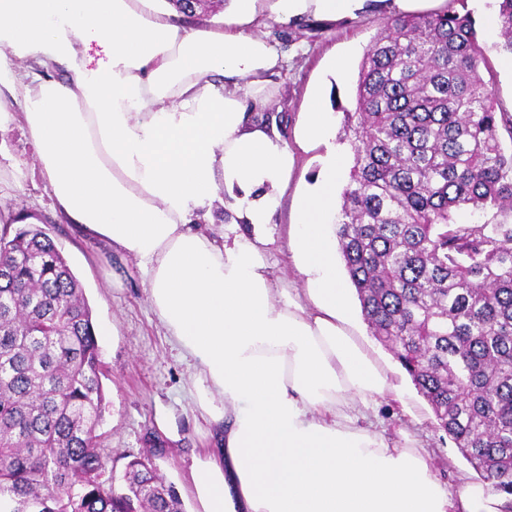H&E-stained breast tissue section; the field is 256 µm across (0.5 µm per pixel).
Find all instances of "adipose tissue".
<instances>
[{"instance_id":"adipose-tissue-1","label":"adipose tissue","mask_w":512,"mask_h":512,"mask_svg":"<svg viewBox=\"0 0 512 512\" xmlns=\"http://www.w3.org/2000/svg\"><path fill=\"white\" fill-rule=\"evenodd\" d=\"M366 8L224 0L223 27L197 29L149 0H0V130L27 129L63 221L137 260L223 436L191 467L195 512H502L503 496L451 493L424 449L361 426L387 378L352 330L336 264L345 159L329 151L313 183L293 180L299 152L333 135L327 92L309 94L289 141L260 114L283 64L263 19ZM58 66L66 79L47 77ZM289 191L303 285L278 288L269 224ZM218 200L233 238L208 222Z\"/></svg>"}]
</instances>
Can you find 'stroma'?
<instances>
[{
    "mask_svg": "<svg viewBox=\"0 0 512 512\" xmlns=\"http://www.w3.org/2000/svg\"><path fill=\"white\" fill-rule=\"evenodd\" d=\"M467 7L494 71L499 102L512 113V74L501 66L505 54L498 48L495 16L485 12L482 0H467ZM387 15V10L374 8L355 20L336 23L264 18L260 31L279 46L286 63L274 79L273 96L263 114L276 120L284 137H291L309 93L320 85L328 87V107L335 117L352 109L359 64ZM344 54L350 57L346 78L328 79L331 61ZM17 169L23 175L7 208L32 215L54 240L83 288L94 327L109 329L98 339L104 400L97 435L105 456L103 482L121 484L127 462L150 454L165 482L175 487L185 512H194L190 468L196 459L215 453L219 440L198 408L190 362L178 356L158 322L136 260L55 215L47 183L33 166L29 136L18 124L0 131V177L9 178ZM290 212V201H283L271 224L268 257L272 277L281 285L300 281L288 261ZM353 324L390 385L389 395L370 414L376 430L392 441L408 438L426 449L434 475L447 490L457 492L478 483V475L448 435L436 427L429 404L393 355L371 336L361 314H354Z\"/></svg>",
    "mask_w": 512,
    "mask_h": 512,
    "instance_id": "35a3bbf8",
    "label": "stroma"
}]
</instances>
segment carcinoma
<instances>
[{
  "label": "carcinoma",
  "mask_w": 512,
  "mask_h": 512,
  "mask_svg": "<svg viewBox=\"0 0 512 512\" xmlns=\"http://www.w3.org/2000/svg\"><path fill=\"white\" fill-rule=\"evenodd\" d=\"M466 0L381 22L342 138L339 253L372 336L492 490L512 495V114ZM512 53V0H497ZM471 208L482 222H454ZM91 309L54 241L0 234V512H185L149 458L100 476Z\"/></svg>",
  "instance_id": "cac0c4a2"
}]
</instances>
